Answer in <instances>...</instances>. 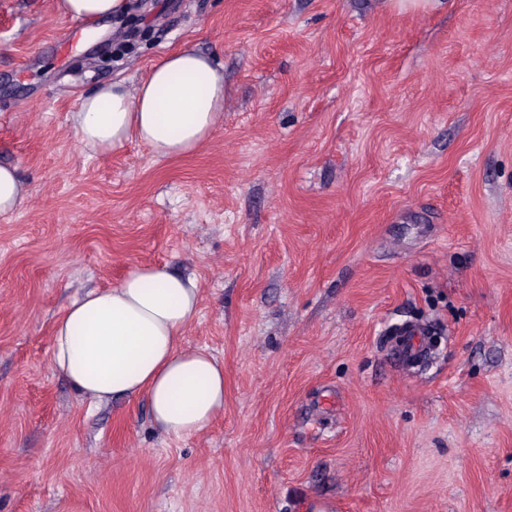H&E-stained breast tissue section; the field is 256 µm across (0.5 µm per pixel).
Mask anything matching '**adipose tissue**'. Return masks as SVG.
Wrapping results in <instances>:
<instances>
[{
	"label": "adipose tissue",
	"instance_id": "1",
	"mask_svg": "<svg viewBox=\"0 0 512 512\" xmlns=\"http://www.w3.org/2000/svg\"><path fill=\"white\" fill-rule=\"evenodd\" d=\"M66 16L119 18L131 0H57ZM224 117V73L191 48L153 64L135 89L105 84L72 114L81 147L108 153L132 138L153 155L201 148ZM197 280L140 265L109 288L74 300L52 331L51 366L81 394L102 403L147 397L165 434L189 437L224 410V364L181 341L198 315Z\"/></svg>",
	"mask_w": 512,
	"mask_h": 512
}]
</instances>
